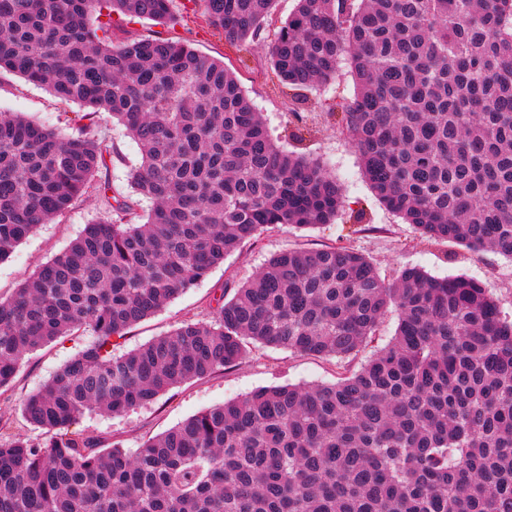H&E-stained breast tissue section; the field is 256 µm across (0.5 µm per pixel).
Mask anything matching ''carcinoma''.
Instances as JSON below:
<instances>
[{
  "label": "carcinoma",
  "mask_w": 512,
  "mask_h": 512,
  "mask_svg": "<svg viewBox=\"0 0 512 512\" xmlns=\"http://www.w3.org/2000/svg\"><path fill=\"white\" fill-rule=\"evenodd\" d=\"M201 0L232 47L268 43L279 84L326 88L348 59L340 133L387 209L435 240L512 258V0ZM176 0H0V71L76 103L77 133L0 112V261L84 196L104 216L0 298V393L61 336L93 340L0 432V512H512V320L463 276L389 284L344 246L286 250L211 323L120 356L112 342L268 228L327 224L343 190L283 149L235 72L162 31ZM107 112L139 145L130 192L96 181ZM389 342L351 363L382 320ZM336 362V381L209 407L136 450L74 429L244 360L248 347Z\"/></svg>",
  "instance_id": "carcinoma-1"
}]
</instances>
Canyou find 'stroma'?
<instances>
[{
	"label": "stroma",
	"instance_id": "35a3bbf8",
	"mask_svg": "<svg viewBox=\"0 0 512 512\" xmlns=\"http://www.w3.org/2000/svg\"><path fill=\"white\" fill-rule=\"evenodd\" d=\"M197 8L196 0H188L180 22L171 31L172 36L202 54L223 60L235 70L259 112L264 114L278 144L328 164L330 173L343 188L345 205L330 223L301 230L280 225L245 242L206 278L123 338L114 340L113 354H124L190 320L213 321L216 301L223 291L254 279L270 257L288 249L350 247L367 257L381 278L389 283L408 267L422 268L438 278L463 275L487 288L501 313L512 319V259L490 251H472L449 241L427 239L389 211L371 190L358 153L341 135L336 116L327 110L329 104L352 96L354 83L349 73H341L328 91L308 92L306 115L316 132L307 140H297L296 119L287 97L273 94L265 84L264 72L269 65L266 44L249 42L240 51L230 47L222 35L202 24ZM76 110V105L59 103L46 87L33 85L15 73L0 74V112H19L68 134ZM98 135L107 148L118 153L107 170L101 172V181L112 191L128 193V173L140 160L137 144L106 113L99 116ZM101 213L99 200L86 197L79 199L65 215L40 225L15 248L8 260L0 263V297H8ZM91 340L89 333H78L26 356L13 387L0 395V422L9 423L13 431L28 432L29 426L21 415L22 399ZM335 378L336 365L332 361L256 346L233 368L178 384L154 402L119 416L85 415L77 427L101 445L108 447L116 443L133 450L202 409L257 388L285 383L325 384Z\"/></svg>",
	"mask_w": 512,
	"mask_h": 512
}]
</instances>
